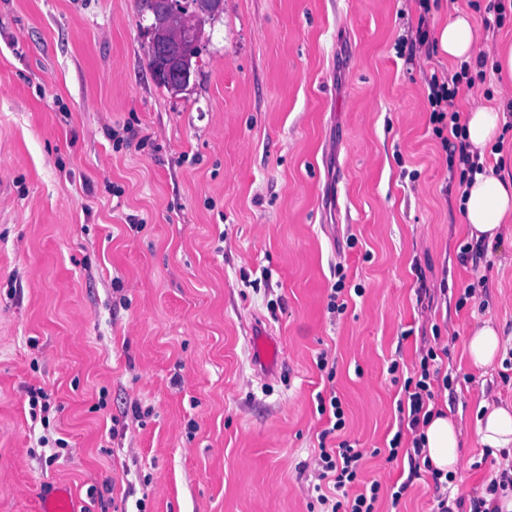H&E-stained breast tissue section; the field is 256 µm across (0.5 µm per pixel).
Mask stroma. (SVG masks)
Here are the masks:
<instances>
[{"instance_id":"1","label":"stroma","mask_w":512,"mask_h":512,"mask_svg":"<svg viewBox=\"0 0 512 512\" xmlns=\"http://www.w3.org/2000/svg\"><path fill=\"white\" fill-rule=\"evenodd\" d=\"M489 3L224 0L175 95L150 72L137 0H0V512H38L55 483L77 512H320L317 398L333 393L378 512H435L431 474L384 454L426 337L434 403L465 421L448 496L485 495L499 466L476 415L512 403V234L461 262L427 95L449 69L434 36ZM486 320L506 344L485 370L465 342ZM259 329L282 353L267 382ZM44 435L68 455L48 463Z\"/></svg>"}]
</instances>
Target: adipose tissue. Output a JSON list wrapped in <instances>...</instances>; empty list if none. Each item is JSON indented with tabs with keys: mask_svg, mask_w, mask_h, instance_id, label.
I'll return each mask as SVG.
<instances>
[{
	"mask_svg": "<svg viewBox=\"0 0 512 512\" xmlns=\"http://www.w3.org/2000/svg\"><path fill=\"white\" fill-rule=\"evenodd\" d=\"M436 43L447 53L449 64L458 66L465 63L470 68H477L481 46L476 16L466 11L450 16ZM505 120L502 107L469 101L462 125L470 151L482 157L493 155ZM457 204L469 239L475 243H493L502 226L512 222V175L484 172L467 175ZM502 346L495 326L485 321L473 328L466 351L470 363L483 369L494 363ZM421 432L423 448L432 466L444 473H457L461 467V421L437 408ZM476 434L481 447L497 451L511 448L512 405H485L483 412L477 415Z\"/></svg>",
	"mask_w": 512,
	"mask_h": 512,
	"instance_id": "obj_1",
	"label": "adipose tissue"
}]
</instances>
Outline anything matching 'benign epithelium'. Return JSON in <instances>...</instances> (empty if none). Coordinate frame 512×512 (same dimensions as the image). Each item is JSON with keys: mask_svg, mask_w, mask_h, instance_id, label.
<instances>
[{"mask_svg": "<svg viewBox=\"0 0 512 512\" xmlns=\"http://www.w3.org/2000/svg\"><path fill=\"white\" fill-rule=\"evenodd\" d=\"M195 7L194 11L188 10L184 0H145L141 7V14L151 19L147 30L153 76L174 94L188 91L195 74L186 43L198 46L205 41L197 12L215 16L224 10V0H197Z\"/></svg>", "mask_w": 512, "mask_h": 512, "instance_id": "1", "label": "benign epithelium"}]
</instances>
